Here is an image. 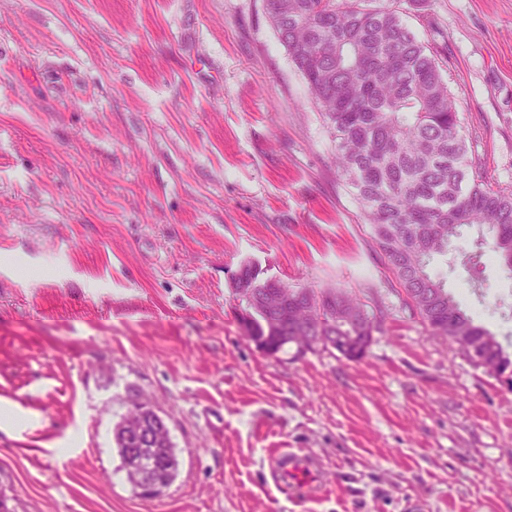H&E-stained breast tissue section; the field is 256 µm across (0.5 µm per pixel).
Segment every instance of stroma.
Here are the masks:
<instances>
[{"instance_id":"stroma-1","label":"stroma","mask_w":512,"mask_h":512,"mask_svg":"<svg viewBox=\"0 0 512 512\" xmlns=\"http://www.w3.org/2000/svg\"><path fill=\"white\" fill-rule=\"evenodd\" d=\"M474 172L512 186V0H418ZM344 289L362 359L257 348L243 265ZM447 288L512 354V276ZM180 456L127 483L133 396ZM0 495L11 512H512V385L432 334L335 163L328 123L262 0H0ZM314 455L312 502L271 471Z\"/></svg>"}]
</instances>
